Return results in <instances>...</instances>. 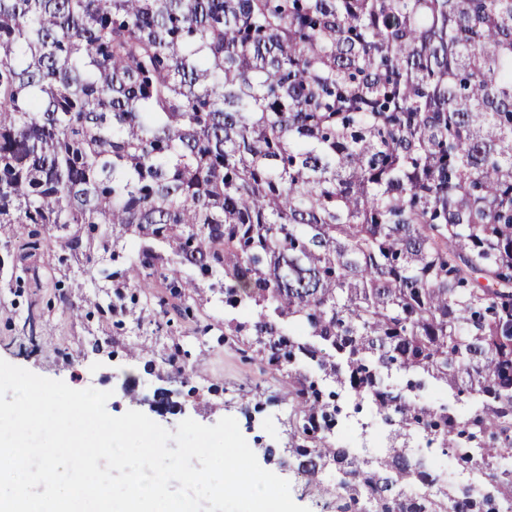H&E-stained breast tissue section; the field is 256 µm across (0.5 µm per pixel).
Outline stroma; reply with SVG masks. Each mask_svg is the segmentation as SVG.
I'll return each mask as SVG.
<instances>
[{
	"mask_svg": "<svg viewBox=\"0 0 512 512\" xmlns=\"http://www.w3.org/2000/svg\"><path fill=\"white\" fill-rule=\"evenodd\" d=\"M104 295V289L77 267L61 272L43 268L38 279L21 283L0 272V359L75 389L92 387L110 392L106 409L114 416L137 410L171 430L188 417L212 425L232 416L248 444L259 439L273 445L283 443V406H265L251 422L238 414L242 391L271 385L269 370L218 345L213 337L200 336L196 323L177 321L172 331L185 339L188 354L183 365L190 378L188 386L177 385L176 369L160 357L152 372H145L140 361L126 356L124 348L151 339L150 325L128 323L123 346L116 349L111 326L94 314L73 319L65 308L66 302L85 306ZM30 318L38 336L34 349L22 346L23 325ZM160 388L175 391L181 411L164 416L152 411L147 400ZM338 442L346 448L381 447L382 427L373 422L371 412H363L340 426Z\"/></svg>",
	"mask_w": 512,
	"mask_h": 512,
	"instance_id": "stroma-1",
	"label": "stroma"
}]
</instances>
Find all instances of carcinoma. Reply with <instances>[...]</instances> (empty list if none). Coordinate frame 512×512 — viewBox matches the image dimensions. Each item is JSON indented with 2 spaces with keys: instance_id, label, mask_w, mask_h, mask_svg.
<instances>
[{
  "instance_id": "cac0c4a2",
  "label": "carcinoma",
  "mask_w": 512,
  "mask_h": 512,
  "mask_svg": "<svg viewBox=\"0 0 512 512\" xmlns=\"http://www.w3.org/2000/svg\"><path fill=\"white\" fill-rule=\"evenodd\" d=\"M2 235L176 368L221 303L333 512H512V0H0ZM372 422L371 427H362L364 423ZM383 427L377 424L369 409H365L362 416L351 418L339 428L338 442L346 448H380L384 445Z\"/></svg>"
}]
</instances>
